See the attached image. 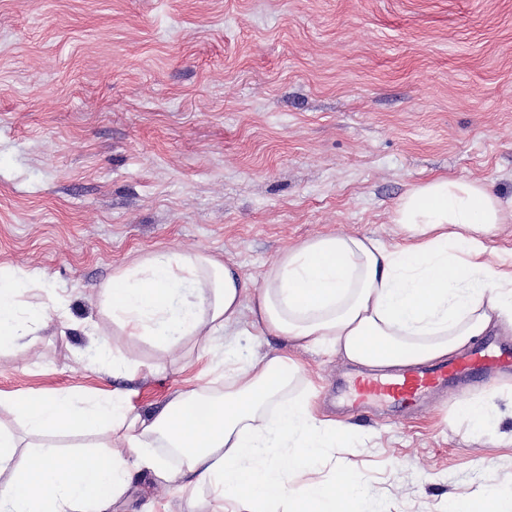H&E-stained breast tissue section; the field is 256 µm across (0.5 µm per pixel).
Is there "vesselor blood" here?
<instances>
[{"instance_id": "1", "label": "vessel or blood", "mask_w": 512, "mask_h": 512, "mask_svg": "<svg viewBox=\"0 0 512 512\" xmlns=\"http://www.w3.org/2000/svg\"><path fill=\"white\" fill-rule=\"evenodd\" d=\"M510 362L512 354L501 351L489 342L447 364L410 366L394 378L364 376L357 381L356 395L346 410L355 415L374 403L394 408L413 407L425 396L440 392L450 385L459 382L478 384L482 373Z\"/></svg>"}]
</instances>
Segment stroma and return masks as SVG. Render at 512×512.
<instances>
[{
	"mask_svg": "<svg viewBox=\"0 0 512 512\" xmlns=\"http://www.w3.org/2000/svg\"><path fill=\"white\" fill-rule=\"evenodd\" d=\"M510 206L512 0H0V267L39 270L65 300L30 350L0 348V392L98 394L100 347L154 359L113 333L97 290L162 249L206 251L248 287L288 245L325 233L399 243L396 205L435 176ZM313 403L337 416L362 368L297 350ZM178 358L139 382L152 409ZM493 400L494 426L457 409ZM349 469L370 512H444L512 490V374L476 391L349 420ZM184 497L133 483L127 512Z\"/></svg>",
	"mask_w": 512,
	"mask_h": 512,
	"instance_id": "stroma-1",
	"label": "stroma"
}]
</instances>
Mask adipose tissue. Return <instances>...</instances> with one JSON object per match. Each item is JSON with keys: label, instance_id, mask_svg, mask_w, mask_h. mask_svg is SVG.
I'll list each match as a JSON object with an SVG mask.
<instances>
[{"label": "adipose tissue", "instance_id": "1", "mask_svg": "<svg viewBox=\"0 0 512 512\" xmlns=\"http://www.w3.org/2000/svg\"><path fill=\"white\" fill-rule=\"evenodd\" d=\"M503 220L484 184L439 176L398 202L399 244L320 234L282 249L253 289L203 251L158 250L121 269L102 285L101 303L116 335L151 344L159 357L100 360L113 377H148L179 351L191 375L148 412L132 388L8 398L25 432L0 425V470L12 471L0 512H118L137 479L207 489L212 512H366L349 470L319 476L328 449L350 432L312 405L316 385L299 360L240 363L225 339L253 328L386 371L448 359L491 329L512 330V252L494 264L484 258ZM46 286L43 273L0 268L1 347H30L48 312L64 316L61 301H28ZM61 436L89 441L91 453L64 454ZM298 472L307 476L300 484Z\"/></svg>", "mask_w": 512, "mask_h": 512}]
</instances>
